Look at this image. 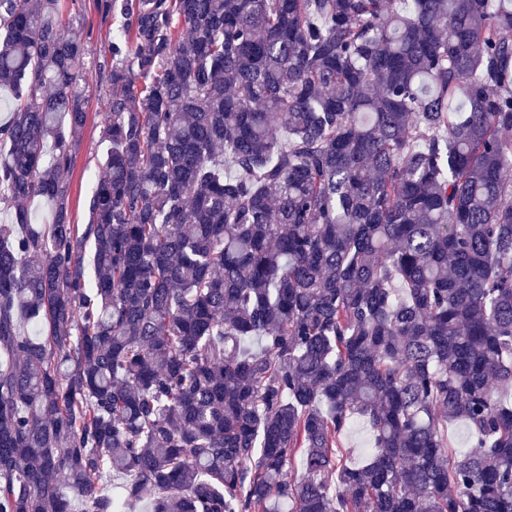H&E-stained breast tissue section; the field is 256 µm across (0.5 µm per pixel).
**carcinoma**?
Returning a JSON list of instances; mask_svg holds the SVG:
<instances>
[{"label":"carcinoma","instance_id":"obj_1","mask_svg":"<svg viewBox=\"0 0 512 512\" xmlns=\"http://www.w3.org/2000/svg\"><path fill=\"white\" fill-rule=\"evenodd\" d=\"M58 3L0 0V512H512V0H96L82 225ZM60 0L59 10L69 33L82 38L87 54L81 68L86 70L90 81L87 102V122L73 150L69 208L74 224L88 221V201L98 179L103 175L100 167L102 145L100 142L101 117L108 98L106 74L99 71L108 43L122 26L121 17L104 20L98 13L95 0ZM71 18H74L71 23ZM70 22V24H68ZM343 447L352 461H359L371 448V436L367 424L357 419L353 422L343 439Z\"/></svg>","mask_w":512,"mask_h":512}]
</instances>
